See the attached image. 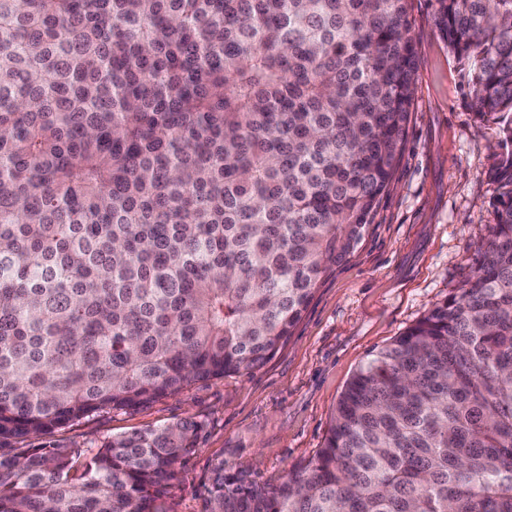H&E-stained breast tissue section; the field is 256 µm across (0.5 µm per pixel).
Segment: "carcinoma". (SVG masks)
<instances>
[{"mask_svg":"<svg viewBox=\"0 0 512 512\" xmlns=\"http://www.w3.org/2000/svg\"><path fill=\"white\" fill-rule=\"evenodd\" d=\"M410 0H0V512H170L187 418L12 444L288 340L403 154ZM493 116L460 293L362 366L316 459L212 470L204 512H512V0H436Z\"/></svg>","mask_w":512,"mask_h":512,"instance_id":"1","label":"carcinoma"}]
</instances>
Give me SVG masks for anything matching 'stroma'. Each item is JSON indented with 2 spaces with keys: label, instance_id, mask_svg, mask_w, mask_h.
<instances>
[{
  "label": "stroma",
  "instance_id": "stroma-1",
  "mask_svg": "<svg viewBox=\"0 0 512 512\" xmlns=\"http://www.w3.org/2000/svg\"><path fill=\"white\" fill-rule=\"evenodd\" d=\"M417 52L403 157L354 251L321 282L291 336L261 368L195 382L137 410H114L32 440L92 453L107 438L190 417L198 450L168 497L203 512L214 463L277 485L315 460L351 377L457 295L494 222L497 128L470 105L435 0H411Z\"/></svg>",
  "mask_w": 512,
  "mask_h": 512
}]
</instances>
